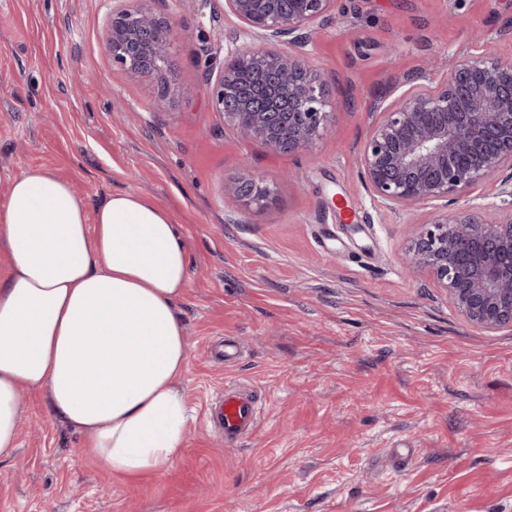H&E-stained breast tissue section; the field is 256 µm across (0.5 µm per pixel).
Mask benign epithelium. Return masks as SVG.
Returning a JSON list of instances; mask_svg holds the SVG:
<instances>
[{
    "instance_id": "benign-epithelium-1",
    "label": "benign epithelium",
    "mask_w": 512,
    "mask_h": 512,
    "mask_svg": "<svg viewBox=\"0 0 512 512\" xmlns=\"http://www.w3.org/2000/svg\"><path fill=\"white\" fill-rule=\"evenodd\" d=\"M112 14L108 50L134 76L157 79V109L167 108L173 72L174 21L150 0ZM337 0H224L251 43L224 56L211 100L224 123L274 153L309 150L329 128L327 79L310 67L315 27ZM361 149L363 178L393 208L441 201L414 233L405 263L425 272L472 325L512 328V210L490 219L466 197L504 167L512 168V60L493 48L457 60L448 79L410 86L383 108ZM262 179L245 171L234 198L260 203Z\"/></svg>"
}]
</instances>
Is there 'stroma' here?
Instances as JSON below:
<instances>
[{
	"label": "stroma",
	"instance_id": "35a3bbf8",
	"mask_svg": "<svg viewBox=\"0 0 512 512\" xmlns=\"http://www.w3.org/2000/svg\"><path fill=\"white\" fill-rule=\"evenodd\" d=\"M132 5L0 0V167L45 166L90 200L135 191L172 213L191 419L174 464L131 482L23 394L0 512H512V329L472 327L408 273L433 207H387L360 167L378 104L431 60L442 80L490 41L512 57V0H337L310 45L335 114L309 156L241 140L213 109L205 70L241 27L224 0H154L179 31V90L157 110L156 83L106 46L113 11ZM245 164L270 194L227 211ZM229 383L264 407L233 443L207 418Z\"/></svg>",
	"mask_w": 512,
	"mask_h": 512
}]
</instances>
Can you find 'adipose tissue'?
<instances>
[{"mask_svg":"<svg viewBox=\"0 0 512 512\" xmlns=\"http://www.w3.org/2000/svg\"><path fill=\"white\" fill-rule=\"evenodd\" d=\"M0 459L16 450L22 390L130 480L174 463L188 426L185 245L170 212L133 191L98 201L51 169L0 168Z\"/></svg>","mask_w":512,"mask_h":512,"instance_id":"adipose-tissue-1","label":"adipose tissue"}]
</instances>
